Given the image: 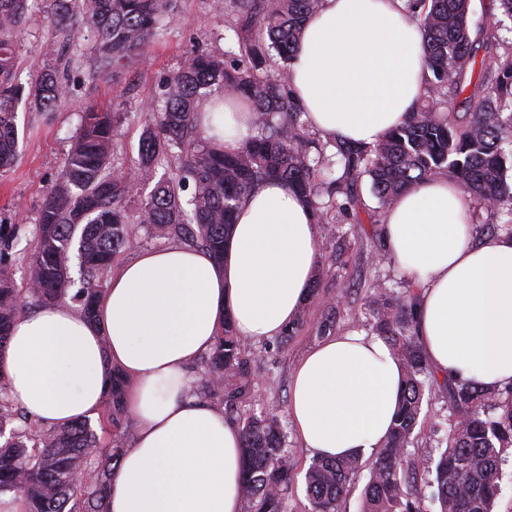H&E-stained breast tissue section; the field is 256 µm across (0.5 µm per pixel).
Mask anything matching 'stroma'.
<instances>
[{
	"label": "stroma",
	"mask_w": 512,
	"mask_h": 512,
	"mask_svg": "<svg viewBox=\"0 0 512 512\" xmlns=\"http://www.w3.org/2000/svg\"><path fill=\"white\" fill-rule=\"evenodd\" d=\"M228 10L229 0H170L164 25L145 56L121 58L103 76L95 73L92 34L81 33V47L70 60L68 93L58 111L46 117L33 112L27 104L18 107L21 155L16 167L0 173V225L18 226L21 240L31 239L43 196L57 177L86 107L96 106L115 113L112 167L127 170L138 156L142 111L157 102L163 80L182 66L190 52L224 51L231 36ZM50 39L47 6L38 0L31 20L18 38L19 82L28 83L37 70L53 66L47 49ZM359 194L363 207L358 218L335 212L328 215L332 229L320 234V260L315 276L318 287L300 313L299 331L285 342L273 339L246 346L252 365L253 398L240 404L239 409L248 412L266 408L284 420L286 448L294 468L288 512L310 509L305 473L312 458L300 447L287 420L290 382L296 364L322 341L320 325L327 315L335 317L333 334L370 332L367 308L371 285L401 292L410 283L383 240L384 212L378 207L369 180L361 181ZM447 405L448 395L440 391L423 406L419 433L409 448L413 457L440 455L432 431Z\"/></svg>",
	"instance_id": "obj_1"
}]
</instances>
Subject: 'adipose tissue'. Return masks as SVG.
Returning a JSON list of instances; mask_svg holds the SVG:
<instances>
[{"label": "adipose tissue", "mask_w": 512, "mask_h": 512, "mask_svg": "<svg viewBox=\"0 0 512 512\" xmlns=\"http://www.w3.org/2000/svg\"><path fill=\"white\" fill-rule=\"evenodd\" d=\"M288 82L314 129L373 145L425 92L422 37L406 0H323L302 28ZM247 112H203L238 151ZM384 238L420 290L416 332L442 377L512 383V237L473 243L468 200L444 176L399 195ZM319 226L281 182L239 205L223 263L177 242L117 264L94 320L70 304L21 314L0 352L10 398L54 426L96 420L111 370L126 379L134 441L110 475L109 512H241L242 435L203 398L194 372L225 319L258 343L279 336L310 297ZM403 368L387 343L327 337L295 367L288 415L311 456L369 459L398 407Z\"/></svg>", "instance_id": "obj_1"}]
</instances>
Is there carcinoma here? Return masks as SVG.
I'll return each mask as SVG.
<instances>
[{"instance_id":"cac0c4a2","label":"carcinoma","mask_w":512,"mask_h":512,"mask_svg":"<svg viewBox=\"0 0 512 512\" xmlns=\"http://www.w3.org/2000/svg\"><path fill=\"white\" fill-rule=\"evenodd\" d=\"M30 0H0V171L19 159L16 108L26 100L37 112L56 111L67 93V55L81 29L96 37L100 73L115 55H140L162 24L168 0H53L51 52L59 67L36 75L28 86L15 81L16 46ZM321 0H232L229 29L234 39L222 54L187 56L162 83V104L149 108L131 167L140 187L153 184L141 200L137 223L187 240L218 262L232 233L235 211L268 180H282L324 223L331 209L357 216L362 177L371 181L379 207L418 182L444 174L468 197L495 214L508 216L490 227L492 235H512V42L497 35L491 12L472 26L471 0H408L419 18L428 91L403 125L379 143L356 145L307 138L304 112L271 75L289 64L303 22ZM484 37L485 54L476 61L471 28ZM480 66V82L467 96L469 74ZM220 89L251 112V130L237 152L228 153L199 127V101ZM461 100L469 118L445 112ZM113 113L86 109L53 185L40 207L27 258L25 288L15 287L6 264L16 231H0V350L17 315L25 310L20 293L38 307L68 299L89 320L103 292L102 278L130 235L126 213L132 195L124 175L112 169ZM180 161L167 176L157 167L172 146ZM316 156H310L311 151ZM328 170L327 200L316 183ZM194 186L184 201L181 193ZM80 268V287L70 292L71 256ZM416 301L388 288L373 289L372 331L403 365L399 408L389 435L370 463L357 458L312 460L306 474L310 512H340L353 478L367 469L361 512H495L502 466L512 452V385L490 390L474 383L438 381L430 369L414 321ZM204 387L224 394L234 409L251 390L250 362L230 319L207 360ZM448 392L445 450L438 459H409L408 445L425 393ZM123 378L114 373L103 398L101 432L121 429ZM244 512H288L292 467L283 448L285 433L271 410L242 415ZM124 448L108 451L87 420L66 426L39 425L13 403L0 382V496L18 494L28 512H109L108 477Z\"/></svg>"}]
</instances>
